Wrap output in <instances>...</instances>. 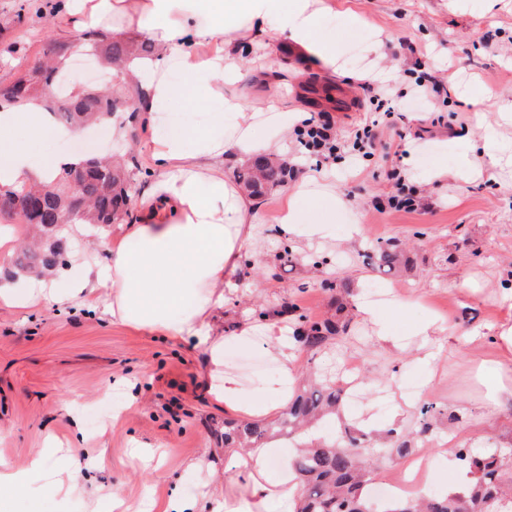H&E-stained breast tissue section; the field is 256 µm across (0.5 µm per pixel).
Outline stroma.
Returning <instances> with one entry per match:
<instances>
[{"instance_id": "35a3bbf8", "label": "stroma", "mask_w": 512, "mask_h": 512, "mask_svg": "<svg viewBox=\"0 0 512 512\" xmlns=\"http://www.w3.org/2000/svg\"><path fill=\"white\" fill-rule=\"evenodd\" d=\"M48 2L0 0V53L18 44L27 67L50 44L76 39L65 14L44 28L38 14ZM323 26L341 44L334 76L277 43L266 54L240 50L244 77L234 90L247 101L268 105L267 87L256 75L273 58L283 68L273 117L288 130L284 148L297 143L295 107L330 113L341 145H349L356 129L375 117L369 82L390 87L401 110L380 123L371 159L329 165L332 183L349 201L330 238L282 235L275 222L280 190L259 199L257 244L243 250L237 286L213 317L215 330L232 339L222 370L238 377L248 399L266 402L280 365L259 329L262 311L293 303L308 318L332 317L336 303L325 281L343 280L347 332L315 354L291 342L299 316H289L281 323L286 349L300 370L336 379L346 364L360 365L366 398L342 406L332 430L357 417L370 434L392 420L411 430L416 407L438 402L424 449L436 468L421 490L448 491L469 478L467 467L439 449L458 426L466 428L463 443L484 455L512 452V405L489 410L482 366L496 356L497 326L512 318V124L501 118L512 110V0H334ZM378 40L385 45L381 58L372 50ZM419 67L446 78L448 89L432 104L413 107L411 72ZM484 90L493 99L478 119L470 99ZM116 126L123 136L113 135ZM160 132L146 126L142 113L119 112L96 132L46 136L33 161L107 147L125 153L142 193L157 177L143 145ZM489 138L499 161L462 179L465 159ZM443 161L447 178L428 182L425 171ZM400 180L415 191L414 211L377 213ZM379 241L409 245L410 270L382 278L365 266L366 252ZM286 248L294 259L285 265L279 255ZM376 281L383 298L373 303L367 290ZM368 302L391 327L394 343L382 342L356 313V304ZM432 312L446 330L430 344L417 328ZM247 322L257 329L239 338ZM212 375L204 350L100 312L66 303H0V460L22 468L50 440L64 448L77 444L81 459L95 458L98 483L95 492L60 498L34 477L29 490L16 494L14 512H108L116 496L141 512H161L173 494L205 498L230 476L220 439L229 412L207 395ZM202 457L213 464L206 478L190 468Z\"/></svg>"}]
</instances>
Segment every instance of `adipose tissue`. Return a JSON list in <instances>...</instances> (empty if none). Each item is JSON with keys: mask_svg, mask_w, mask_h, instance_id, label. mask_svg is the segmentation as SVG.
<instances>
[{"mask_svg": "<svg viewBox=\"0 0 512 512\" xmlns=\"http://www.w3.org/2000/svg\"><path fill=\"white\" fill-rule=\"evenodd\" d=\"M60 7L75 30L96 25L116 37L137 34L155 46L156 55L134 60L128 73L147 86L141 110L148 124H156L161 111L178 101L212 109L208 127L147 143L158 177L135 203L136 223L118 226L112 260L97 272L81 302L92 307L104 302L113 321L203 349L218 371L207 388L211 401L252 418L256 404L242 396L236 376L221 371L225 339L214 334L211 324L214 312L224 307L226 290L236 283L243 249L256 240V200L225 172L224 159L280 155L283 132L261 130L256 108L232 91L241 77L238 47L245 42L262 51L279 41L300 58L335 71L340 45L322 31L331 0H62ZM173 67L182 80L170 76ZM48 125L40 108L0 115V186L45 184L66 165L62 156L39 166L31 163ZM227 125L234 136L224 137ZM18 127L23 137L15 136ZM326 179L323 173L302 172L286 185L276 218L284 235L327 237L332 217L346 202ZM264 333L280 362L277 402L284 405L297 367L284 349L279 319L267 320ZM495 341L490 404L499 408L512 404L511 322L498 326ZM232 462L235 477L230 485L214 488L212 512H274L276 505L294 502L296 483L287 476L270 479L260 449L234 453ZM51 465L43 456L26 469L0 468V512H12L10 492L24 486L30 473L51 470L57 491L76 489L85 479L81 468L55 471Z\"/></svg>", "mask_w": 512, "mask_h": 512, "instance_id": "obj_1", "label": "adipose tissue"}]
</instances>
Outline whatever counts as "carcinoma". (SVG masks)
Returning <instances> with one entry per match:
<instances>
[{"label":"carcinoma","mask_w":512,"mask_h":512,"mask_svg":"<svg viewBox=\"0 0 512 512\" xmlns=\"http://www.w3.org/2000/svg\"><path fill=\"white\" fill-rule=\"evenodd\" d=\"M98 57L105 65L120 69L135 58L153 56L149 42L134 43L126 39L105 38L95 30L82 34L75 44H61L46 52V60L32 70L19 73L25 83L23 94L14 106H40L64 126H85L105 119L115 108L107 89L64 88L63 75L71 56L81 52ZM291 176L288 162L268 156H255L237 172V179L251 196L260 198L275 187L287 183ZM74 181L82 184L83 198L70 194ZM52 190L42 193L38 184H15L0 191V216L6 215L27 225L32 239L24 241L12 260V276L17 279L34 273L59 270L67 266L63 242L71 224H88L105 230L127 214V206L136 188L135 172L112 159L80 157L50 183ZM371 260L375 268L396 274L407 259L395 245L380 242L373 246ZM336 291V319L306 322L299 328L300 345L318 353L331 340L345 333L348 322L341 280L326 281ZM342 398L336 383L326 380L295 388L288 408L267 421H224V447L249 449L281 438H295L336 413ZM438 410L434 403L420 406L418 435L430 430L429 419ZM413 437L391 429L375 439L370 434L344 431L334 440L314 446L299 445L292 464L297 484L295 512H484L489 502L496 512H512V484L504 475L512 468V458L483 457L473 448L455 449V457L467 465L472 474L466 491L436 492L425 497L402 495L381 502L364 493L373 468L371 461H396L412 453Z\"/></svg>","instance_id":"carcinoma-1"}]
</instances>
